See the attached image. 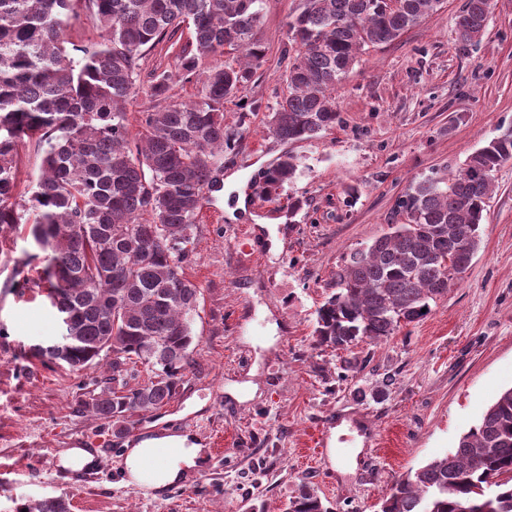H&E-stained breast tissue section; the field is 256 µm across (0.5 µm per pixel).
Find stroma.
<instances>
[{
    "instance_id": "obj_1",
    "label": "stroma",
    "mask_w": 512,
    "mask_h": 512,
    "mask_svg": "<svg viewBox=\"0 0 512 512\" xmlns=\"http://www.w3.org/2000/svg\"><path fill=\"white\" fill-rule=\"evenodd\" d=\"M464 0L369 48L337 86L340 121L314 141L270 136L262 110L287 91V23L300 0H264V63L247 87L260 114L224 153L226 187L199 216L188 278L201 290L191 366L176 397L133 435L190 428L203 468L152 498L120 483L125 441L80 411L106 366L73 373L34 353L60 319L39 273L47 253L0 226V512L46 497L70 512H285L308 483L333 512H379L393 481L455 448L512 387V161L494 174L481 245L428 315L352 351L315 347V311L346 256L401 223L411 179L453 174L512 128V0H493L481 41L458 43ZM299 160L275 200L254 184L284 152ZM245 196L246 211L236 208ZM302 208L289 216L288 202ZM64 448H92L80 481Z\"/></svg>"
}]
</instances>
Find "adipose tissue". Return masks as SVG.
<instances>
[{
    "instance_id": "ef3b65f1",
    "label": "adipose tissue",
    "mask_w": 512,
    "mask_h": 512,
    "mask_svg": "<svg viewBox=\"0 0 512 512\" xmlns=\"http://www.w3.org/2000/svg\"><path fill=\"white\" fill-rule=\"evenodd\" d=\"M201 439L190 430H164L126 443L121 472L124 485L160 496L205 460Z\"/></svg>"
}]
</instances>
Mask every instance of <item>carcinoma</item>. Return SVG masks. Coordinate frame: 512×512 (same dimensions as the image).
<instances>
[{
	"instance_id": "obj_1",
	"label": "carcinoma",
	"mask_w": 512,
	"mask_h": 512,
	"mask_svg": "<svg viewBox=\"0 0 512 512\" xmlns=\"http://www.w3.org/2000/svg\"><path fill=\"white\" fill-rule=\"evenodd\" d=\"M262 0H0V225L28 224L50 251L43 282L69 340L38 352L79 373L104 360L112 375L80 400L82 411L124 435L133 416L179 392L190 365L200 289L185 273L202 209L224 188V103L241 97L265 58ZM443 0H303L288 22V94L265 115L274 139L311 141L336 126V85L365 47L397 40L431 19ZM492 0H465L455 16L463 45L484 35ZM85 12L100 31L70 42ZM188 30L186 44L176 35ZM178 49L172 70L141 88L140 61L158 45ZM236 53L223 60L224 49ZM179 83L194 99L176 97ZM150 105L130 122L127 103ZM41 148L34 186L19 191L17 158ZM512 160V129L469 154L449 177L411 182L404 222L356 249L316 310L315 345L349 350L384 340L461 279L459 245L478 248L493 174ZM297 170L279 157L263 176L267 199ZM143 366L147 378L140 379ZM27 512H70L61 497ZM288 512H329L306 483ZM381 512H512V388L501 392L457 447L400 475Z\"/></svg>"
}]
</instances>
